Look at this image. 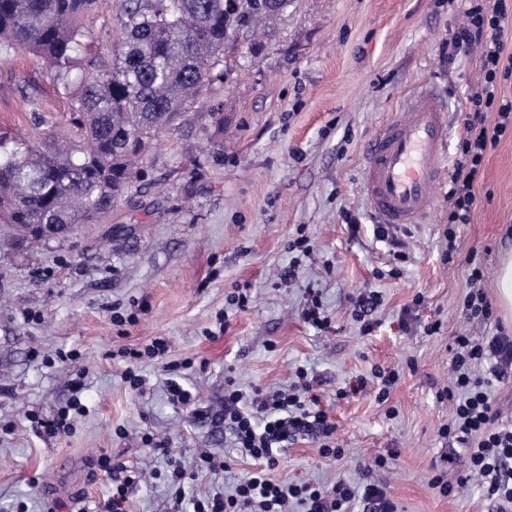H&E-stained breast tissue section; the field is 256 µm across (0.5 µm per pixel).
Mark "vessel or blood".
Here are the masks:
<instances>
[{"mask_svg": "<svg viewBox=\"0 0 512 512\" xmlns=\"http://www.w3.org/2000/svg\"><path fill=\"white\" fill-rule=\"evenodd\" d=\"M449 147L446 114L426 92L376 130L366 149L364 188L382 223L412 224L428 213Z\"/></svg>", "mask_w": 512, "mask_h": 512, "instance_id": "obj_1", "label": "vessel or blood"}]
</instances>
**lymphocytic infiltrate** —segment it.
Listing matches in <instances>:
<instances>
[{
	"label": "lymphocytic infiltrate",
	"mask_w": 512,
	"mask_h": 512,
	"mask_svg": "<svg viewBox=\"0 0 512 512\" xmlns=\"http://www.w3.org/2000/svg\"><path fill=\"white\" fill-rule=\"evenodd\" d=\"M467 21L447 45L449 55L480 47L482 81L469 97L466 135L456 152L454 173L448 190V238H455V225L469 223L476 203L473 191L489 146L512 129V101L497 102L500 61L506 19L505 0H474L466 9ZM496 112L494 127L485 115ZM454 377L444 392L453 406L450 423L441 437L464 448L463 457H449L466 475L479 476L489 500L500 512H512V424L504 423L492 397L494 383L512 377V341L496 337L483 344L467 335L454 338ZM224 425L231 431L238 450L258 461L260 469L237 483L233 494L216 493L193 500V512H243L257 505L258 512H289L301 504L305 512H349L360 502L364 512H397L385 487L375 483L352 485L338 481L331 488H316L271 478L279 464L281 444L289 436L307 433L322 439L321 455L341 459L342 449L333 444L336 426L316 409L300 386L270 394L254 390L244 394L235 384L224 390Z\"/></svg>",
	"instance_id": "lymphocytic-infiltrate-1"
}]
</instances>
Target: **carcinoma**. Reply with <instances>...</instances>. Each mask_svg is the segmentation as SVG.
I'll return each instance as SVG.
<instances>
[{"instance_id":"obj_1","label":"carcinoma","mask_w":512,"mask_h":512,"mask_svg":"<svg viewBox=\"0 0 512 512\" xmlns=\"http://www.w3.org/2000/svg\"><path fill=\"white\" fill-rule=\"evenodd\" d=\"M122 0L119 48L84 60L100 0H0V58L32 54L69 100L71 140L0 134V224L65 238L112 211L137 179L149 141L173 128L187 100L223 62L242 28L274 19L289 0Z\"/></svg>"}]
</instances>
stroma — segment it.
<instances>
[{
	"label": "stroma",
	"mask_w": 512,
	"mask_h": 512,
	"mask_svg": "<svg viewBox=\"0 0 512 512\" xmlns=\"http://www.w3.org/2000/svg\"><path fill=\"white\" fill-rule=\"evenodd\" d=\"M466 7L290 0L261 50L244 41L226 49L225 77L151 141L138 180L108 216L64 239L0 251V512H107L112 481L96 465L103 453L142 475L130 512H175L166 457L144 445L146 435L191 468L204 451L229 460L185 484V498L231 491L255 466L224 429L226 379L272 392L301 371L345 454L323 457L315 435L299 434L273 478L321 488L380 481L399 512H497L477 479L443 465L453 448L439 431L452 418L441 393L454 336H512V320L471 319L462 305L474 265L496 302V269L512 250V134L487 151L477 204L455 241L445 235L447 183L434 188L422 220L389 228L384 241L364 192L368 139L418 89L444 105L452 140L464 136L478 57L451 60L443 48ZM27 94L54 106L34 115L23 108ZM66 111L46 63L0 61V131L43 117L58 124ZM301 234L313 252L288 278V242ZM452 244L457 253L443 262ZM398 251L407 263L397 264ZM236 288L248 295L245 309L227 301ZM364 291L380 299L367 333L349 302ZM313 295L330 321L321 331L301 315ZM436 323L440 331L429 333ZM159 337L169 360L190 363L182 384L191 404L171 402L162 362L142 361V390L123 378L121 350ZM376 366L399 374L383 403ZM75 397L85 411L69 436L36 429ZM438 475L449 493L433 487Z\"/></svg>",
	"instance_id": "1"
}]
</instances>
